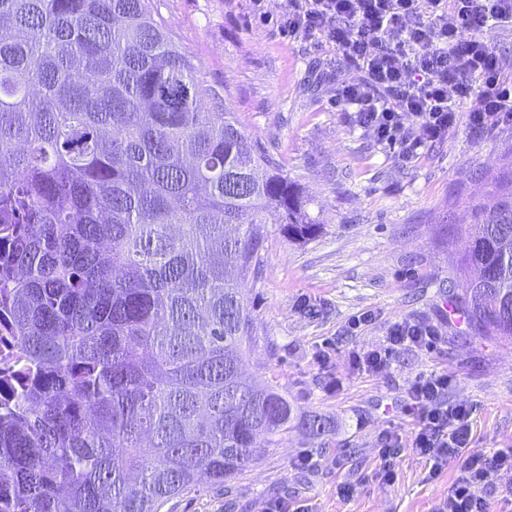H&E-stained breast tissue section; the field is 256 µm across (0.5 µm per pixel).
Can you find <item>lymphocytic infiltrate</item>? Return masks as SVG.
Here are the masks:
<instances>
[{"mask_svg": "<svg viewBox=\"0 0 512 512\" xmlns=\"http://www.w3.org/2000/svg\"><path fill=\"white\" fill-rule=\"evenodd\" d=\"M279 32L290 39L323 38L349 78L336 83V101L378 141L413 159L428 142L444 141L466 122L489 132L512 123V77L505 75L484 29L512 28V0H291ZM435 325L404 319L391 325L380 350L354 352V369L376 373L395 349H433ZM447 373L415 378L407 412L416 418L409 438L387 433L378 451L377 477L396 478V450L409 442L425 459L430 479L450 462L458 468L434 512H490L497 477L512 471V448L472 446L473 408L449 402Z\"/></svg>", "mask_w": 512, "mask_h": 512, "instance_id": "obj_1", "label": "lymphocytic infiltrate"}]
</instances>
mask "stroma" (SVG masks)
Here are the masks:
<instances>
[{"label": "stroma", "instance_id": "35a3bbf8", "mask_svg": "<svg viewBox=\"0 0 512 512\" xmlns=\"http://www.w3.org/2000/svg\"><path fill=\"white\" fill-rule=\"evenodd\" d=\"M153 6L243 131L280 161L323 218L321 233L304 243L269 226L263 261L243 286L254 336L243 371L278 386L300 413L318 412L334 425L321 440L291 429L226 486L201 481L160 512H261L275 499L311 512H433L453 469L429 479L424 460L404 447L396 479L384 482L375 476L379 441L396 431L409 437V385L444 371L449 401L475 409V448L512 445V339H488L468 325L461 266L466 228L504 191L512 125L490 133L459 125L447 142L406 162L337 105L330 44L279 33L273 19L290 0H270L267 21L252 15L249 0ZM365 311L373 321L349 331ZM405 318L437 324L436 348H402L381 372H352L350 354L384 345L390 325ZM323 351L331 355L325 365ZM305 454L307 466L299 463ZM343 482L354 484L352 496H339Z\"/></svg>", "mask_w": 512, "mask_h": 512}]
</instances>
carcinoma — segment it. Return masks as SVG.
Returning <instances> with one entry per match:
<instances>
[{
  "label": "carcinoma",
  "mask_w": 512,
  "mask_h": 512,
  "mask_svg": "<svg viewBox=\"0 0 512 512\" xmlns=\"http://www.w3.org/2000/svg\"><path fill=\"white\" fill-rule=\"evenodd\" d=\"M151 0H0V331L27 361L0 408V512H159L224 486L300 426L243 378L239 281L276 224L319 235ZM464 269L482 336L512 339V198Z\"/></svg>",
  "instance_id": "obj_1"
}]
</instances>
